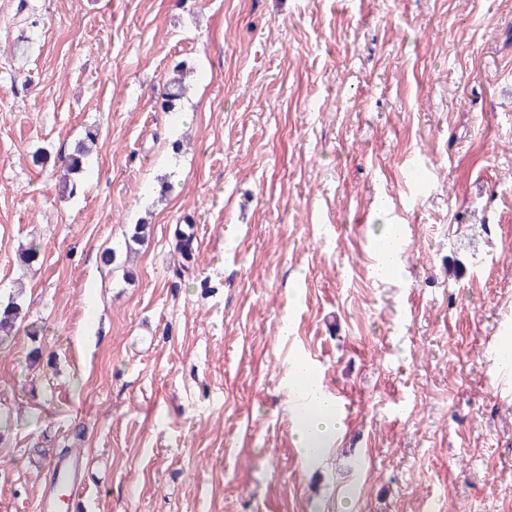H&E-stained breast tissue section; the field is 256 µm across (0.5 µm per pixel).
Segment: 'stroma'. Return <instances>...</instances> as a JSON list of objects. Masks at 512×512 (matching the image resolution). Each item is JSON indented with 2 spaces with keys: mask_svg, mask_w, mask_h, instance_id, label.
Wrapping results in <instances>:
<instances>
[{
  "mask_svg": "<svg viewBox=\"0 0 512 512\" xmlns=\"http://www.w3.org/2000/svg\"><path fill=\"white\" fill-rule=\"evenodd\" d=\"M27 3L0 0V512H38L62 448L78 512H512V0ZM89 131L63 192L31 156ZM309 357L348 403L317 466ZM186 69L187 66L180 62L167 74L162 98V107L166 112H175L187 94ZM401 244L400 226L397 224L390 225L387 234L378 242L377 260L374 267L377 270L387 267V271L381 274L383 277H389L396 272V264L398 263V253ZM21 310V305L16 299L4 305L0 304V345L14 335ZM301 377L307 379L303 391L297 388ZM286 385L289 401L299 406L293 413L296 446L309 464H316L327 455L336 434L342 429L335 402L305 359L294 362Z\"/></svg>",
  "mask_w": 512,
  "mask_h": 512,
  "instance_id": "1",
  "label": "stroma"
}]
</instances>
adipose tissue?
I'll return each instance as SVG.
<instances>
[{
    "mask_svg": "<svg viewBox=\"0 0 512 512\" xmlns=\"http://www.w3.org/2000/svg\"><path fill=\"white\" fill-rule=\"evenodd\" d=\"M286 385L288 398L296 406V446L308 463H317L327 455L332 441L342 429L335 402L306 360L294 362L288 372Z\"/></svg>",
    "mask_w": 512,
    "mask_h": 512,
    "instance_id": "adipose-tissue-1",
    "label": "adipose tissue"
}]
</instances>
